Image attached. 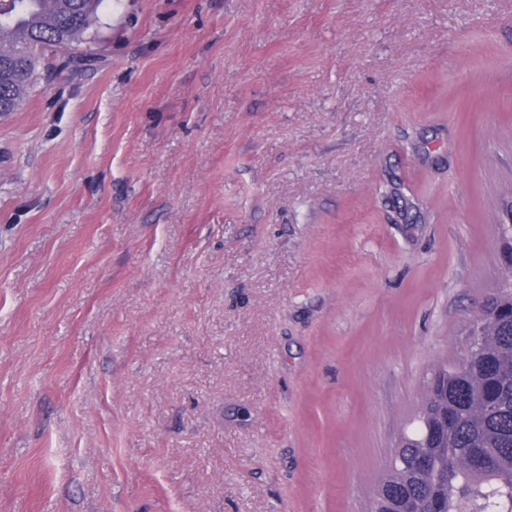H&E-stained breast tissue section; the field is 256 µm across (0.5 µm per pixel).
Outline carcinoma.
<instances>
[{
    "label": "carcinoma",
    "instance_id": "obj_1",
    "mask_svg": "<svg viewBox=\"0 0 512 512\" xmlns=\"http://www.w3.org/2000/svg\"><path fill=\"white\" fill-rule=\"evenodd\" d=\"M105 0H0V115L37 88L40 57L85 41ZM463 358L438 360L372 512H485L512 503V259L473 314Z\"/></svg>",
    "mask_w": 512,
    "mask_h": 512
}]
</instances>
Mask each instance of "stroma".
Listing matches in <instances>:
<instances>
[{"instance_id": "stroma-1", "label": "stroma", "mask_w": 512, "mask_h": 512, "mask_svg": "<svg viewBox=\"0 0 512 512\" xmlns=\"http://www.w3.org/2000/svg\"><path fill=\"white\" fill-rule=\"evenodd\" d=\"M0 117V512H367L498 281L512 0H107Z\"/></svg>"}]
</instances>
